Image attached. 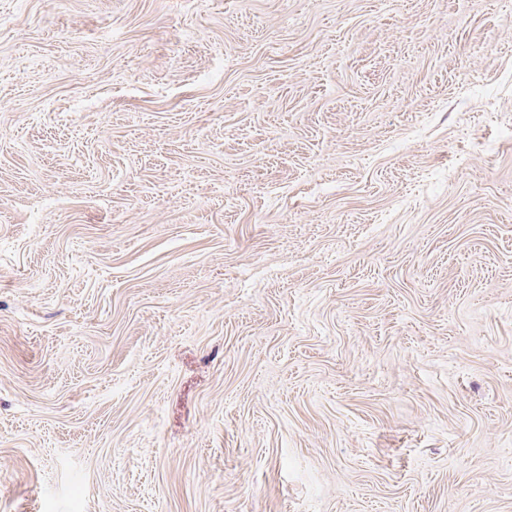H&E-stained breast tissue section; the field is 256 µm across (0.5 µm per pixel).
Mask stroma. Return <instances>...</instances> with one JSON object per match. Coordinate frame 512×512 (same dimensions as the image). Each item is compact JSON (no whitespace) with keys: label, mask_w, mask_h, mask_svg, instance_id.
Here are the masks:
<instances>
[{"label":"stroma","mask_w":512,"mask_h":512,"mask_svg":"<svg viewBox=\"0 0 512 512\" xmlns=\"http://www.w3.org/2000/svg\"><path fill=\"white\" fill-rule=\"evenodd\" d=\"M0 512H512V0H0Z\"/></svg>","instance_id":"obj_1"}]
</instances>
